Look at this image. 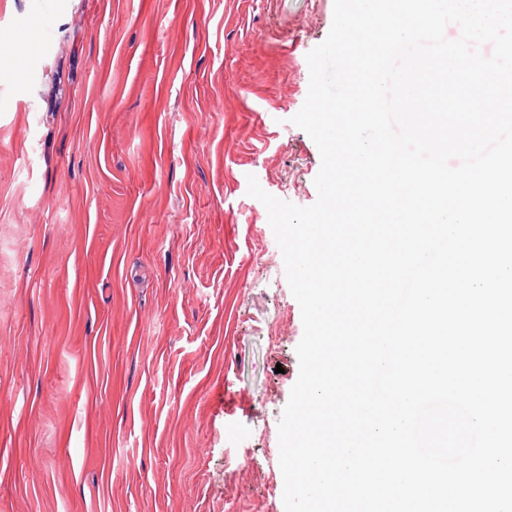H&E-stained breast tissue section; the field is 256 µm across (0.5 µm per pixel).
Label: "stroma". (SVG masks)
<instances>
[{
	"instance_id": "35a3bbf8",
	"label": "stroma",
	"mask_w": 512,
	"mask_h": 512,
	"mask_svg": "<svg viewBox=\"0 0 512 512\" xmlns=\"http://www.w3.org/2000/svg\"><path fill=\"white\" fill-rule=\"evenodd\" d=\"M333 5L0 0V512H285L303 324L247 177L316 201Z\"/></svg>"
}]
</instances>
